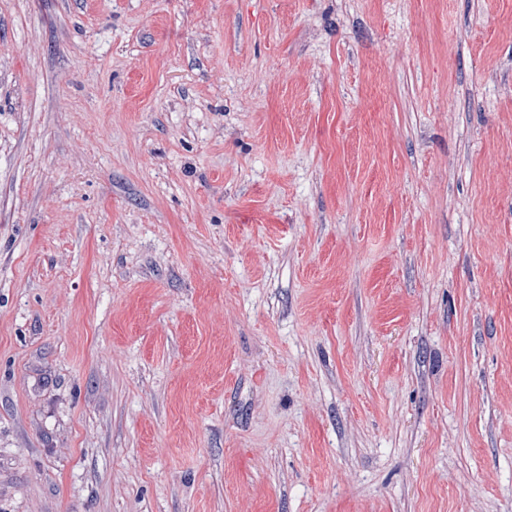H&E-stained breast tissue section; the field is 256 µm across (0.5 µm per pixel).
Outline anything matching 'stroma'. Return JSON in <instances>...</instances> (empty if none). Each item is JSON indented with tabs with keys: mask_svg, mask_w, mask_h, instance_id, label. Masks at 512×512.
<instances>
[{
	"mask_svg": "<svg viewBox=\"0 0 512 512\" xmlns=\"http://www.w3.org/2000/svg\"><path fill=\"white\" fill-rule=\"evenodd\" d=\"M0 512H512V0H0Z\"/></svg>",
	"mask_w": 512,
	"mask_h": 512,
	"instance_id": "1",
	"label": "stroma"
}]
</instances>
